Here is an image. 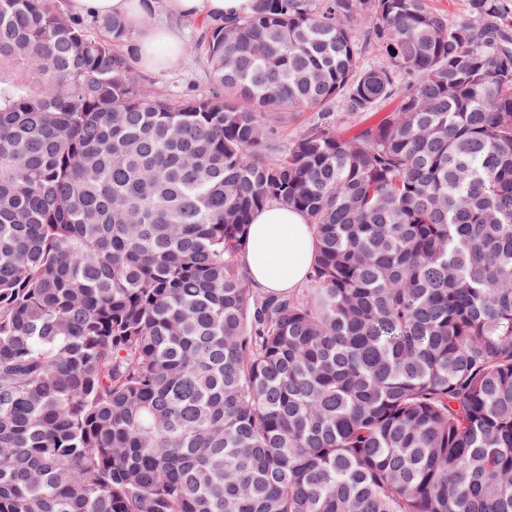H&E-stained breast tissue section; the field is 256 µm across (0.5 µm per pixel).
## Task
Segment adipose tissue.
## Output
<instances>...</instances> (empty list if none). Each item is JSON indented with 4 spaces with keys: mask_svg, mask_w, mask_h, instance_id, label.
<instances>
[{
    "mask_svg": "<svg viewBox=\"0 0 512 512\" xmlns=\"http://www.w3.org/2000/svg\"><path fill=\"white\" fill-rule=\"evenodd\" d=\"M76 15L119 16L136 29L132 46L138 67L164 71L184 58V38L176 27L146 24L156 11L178 18L243 16L252 0H69ZM313 228L306 216L286 205L273 203L250 218L248 248L243 257L251 285L266 293H289L305 282L312 264Z\"/></svg>",
    "mask_w": 512,
    "mask_h": 512,
    "instance_id": "obj_1",
    "label": "adipose tissue"
}]
</instances>
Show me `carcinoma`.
<instances>
[{
    "label": "carcinoma",
    "instance_id": "cac0c4a2",
    "mask_svg": "<svg viewBox=\"0 0 512 512\" xmlns=\"http://www.w3.org/2000/svg\"><path fill=\"white\" fill-rule=\"evenodd\" d=\"M511 13L254 0L203 95L0 0V512H512ZM273 202L289 294L242 264ZM320 121L319 112H298L288 114L277 125L278 136L281 140L293 138L305 130L308 126ZM250 224L243 262L251 285L266 293L300 288L312 264L313 228L307 217L273 203L255 211ZM308 285L306 281L301 288Z\"/></svg>",
    "mask_w": 512,
    "mask_h": 512
}]
</instances>
